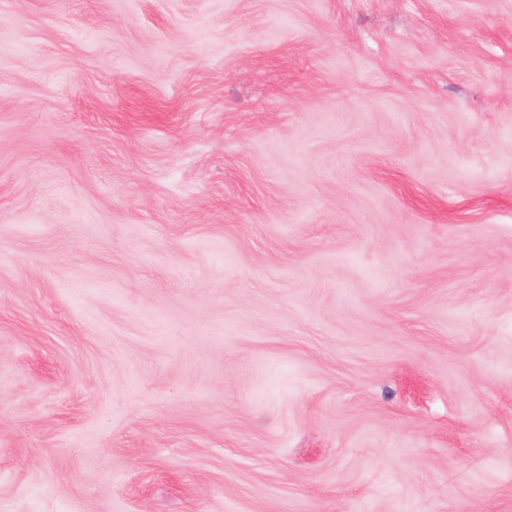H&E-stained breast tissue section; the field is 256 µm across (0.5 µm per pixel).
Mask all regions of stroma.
<instances>
[{
	"instance_id": "stroma-1",
	"label": "stroma",
	"mask_w": 512,
	"mask_h": 512,
	"mask_svg": "<svg viewBox=\"0 0 512 512\" xmlns=\"http://www.w3.org/2000/svg\"><path fill=\"white\" fill-rule=\"evenodd\" d=\"M0 512H512V0H0Z\"/></svg>"
}]
</instances>
